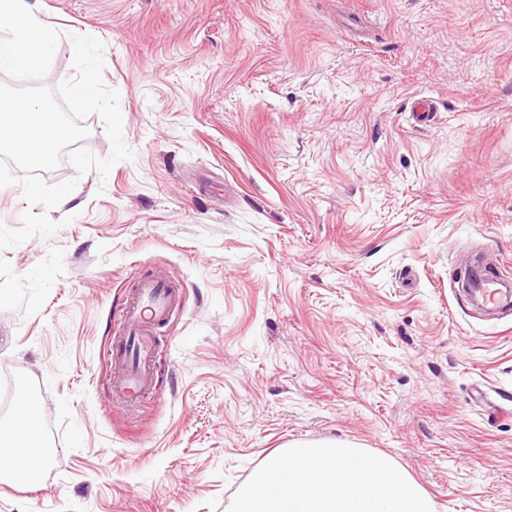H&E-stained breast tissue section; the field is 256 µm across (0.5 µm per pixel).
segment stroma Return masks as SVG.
<instances>
[{
  "label": "stroma",
  "instance_id": "obj_1",
  "mask_svg": "<svg viewBox=\"0 0 512 512\" xmlns=\"http://www.w3.org/2000/svg\"><path fill=\"white\" fill-rule=\"evenodd\" d=\"M104 44L133 157L70 161L69 223L0 251V377L55 444L0 512H226L269 456L348 440L435 512H512V0H41ZM437 106L415 123L413 99ZM182 288L159 396L112 399L122 279ZM497 285L495 277H486L481 284V288L475 289L478 292L475 294L485 305L492 308L503 306V303L510 305L512 302V290L510 288H498Z\"/></svg>",
  "mask_w": 512,
  "mask_h": 512
}]
</instances>
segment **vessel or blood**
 <instances>
[{
    "label": "vessel or blood",
    "mask_w": 512,
    "mask_h": 512,
    "mask_svg": "<svg viewBox=\"0 0 512 512\" xmlns=\"http://www.w3.org/2000/svg\"><path fill=\"white\" fill-rule=\"evenodd\" d=\"M119 333L105 359L112 374V395L133 411L156 390V359L161 344L160 328L168 325L177 308L178 290L162 272L129 279ZM487 306L497 308L512 302V290L498 287L496 278H486L477 293Z\"/></svg>",
    "instance_id": "obj_1"
}]
</instances>
